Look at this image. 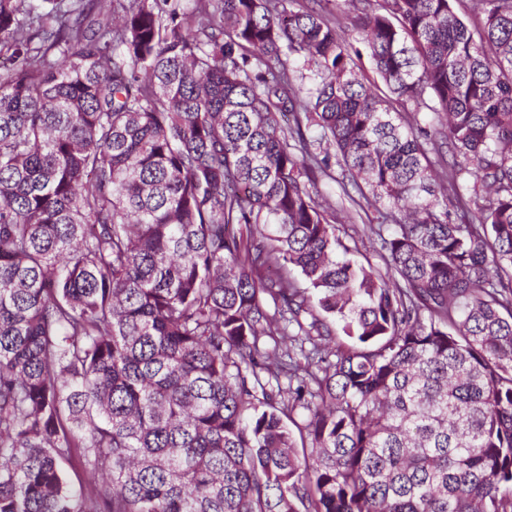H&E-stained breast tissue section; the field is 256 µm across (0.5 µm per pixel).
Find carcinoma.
<instances>
[{
    "label": "carcinoma",
    "instance_id": "1",
    "mask_svg": "<svg viewBox=\"0 0 512 512\" xmlns=\"http://www.w3.org/2000/svg\"><path fill=\"white\" fill-rule=\"evenodd\" d=\"M329 2L0 0V512H512V0ZM317 191L325 198L332 210L336 212L337 234L350 249L349 257L368 267L385 273L382 260L374 251L367 234L364 233L363 224H377L376 208L373 198L366 193L372 202H367L357 194H353L355 202L343 195L340 185L331 179L324 178L317 183Z\"/></svg>",
    "mask_w": 512,
    "mask_h": 512
}]
</instances>
